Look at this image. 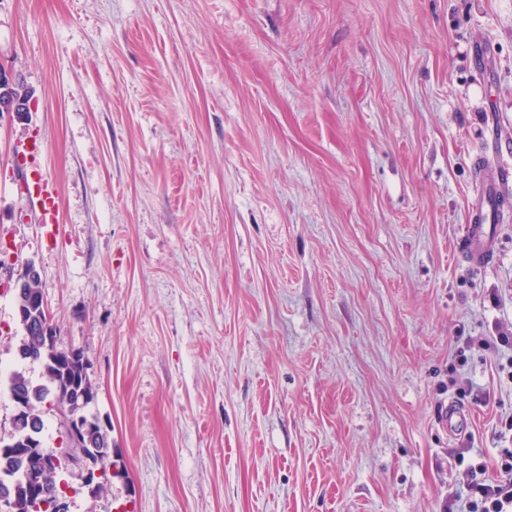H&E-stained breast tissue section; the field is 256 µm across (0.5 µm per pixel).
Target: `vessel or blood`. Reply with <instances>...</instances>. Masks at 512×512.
Segmentation results:
<instances>
[{"label": "vessel or blood", "mask_w": 512, "mask_h": 512, "mask_svg": "<svg viewBox=\"0 0 512 512\" xmlns=\"http://www.w3.org/2000/svg\"><path fill=\"white\" fill-rule=\"evenodd\" d=\"M17 150L28 162L23 176L27 185L29 208L40 215L42 223H56L59 195L55 183L42 168L40 140L32 138L20 142ZM493 150L501 158L496 175L481 183L473 204L474 222L465 227L462 236L465 258L477 269L486 268L496 261V226L505 212L512 208V164L506 160L507 154L512 153V138H495ZM438 419L441 428L448 435L454 436L465 428L468 412L465 407L448 401L441 404Z\"/></svg>", "instance_id": "1"}]
</instances>
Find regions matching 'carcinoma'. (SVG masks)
<instances>
[{"mask_svg": "<svg viewBox=\"0 0 512 512\" xmlns=\"http://www.w3.org/2000/svg\"><path fill=\"white\" fill-rule=\"evenodd\" d=\"M26 300V316L19 321L23 334L18 346L20 359L37 363L42 367L41 379L33 380L22 371L13 373L9 380L8 392L19 395L29 406L34 416L33 430L30 439L35 447L27 453L19 452L11 447H4V439H0V487L8 484L15 489L14 512H53L51 507L43 506L35 500V492L28 487L35 482H42L47 490H59L65 494V486L61 479L63 468L51 464L54 457L62 463L75 450L68 433H63L65 448L56 453L44 447L42 439L43 420L38 407L46 404L58 407L65 401L61 390L69 389L71 394L79 393L92 387L90 379L82 376L74 361L67 357L57 356L53 350L45 346L39 334L32 332L46 322L45 310L42 303L41 282L36 287L22 293ZM83 449L96 452L98 462L103 471H108L114 465L112 461V441L109 428L101 424H90L86 437L83 439Z\"/></svg>", "mask_w": 512, "mask_h": 512, "instance_id": "1", "label": "carcinoma"}]
</instances>
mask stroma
I'll list each match as a JSON object with an SVG mask.
<instances>
[{
    "instance_id": "stroma-1",
    "label": "stroma",
    "mask_w": 512,
    "mask_h": 512,
    "mask_svg": "<svg viewBox=\"0 0 512 512\" xmlns=\"http://www.w3.org/2000/svg\"><path fill=\"white\" fill-rule=\"evenodd\" d=\"M0 68L33 101L0 112V436L41 374L31 262L121 463L96 495L69 468L70 512H448L468 465L498 478L512 381L456 352L512 329V215L494 267L457 243L512 127V0H0ZM17 150L27 160L28 166L23 173L27 185L28 207L40 214L42 224H57L59 195L55 183L46 175L40 158L42 144L31 138L19 142ZM439 424L449 436L462 432L467 425L468 412L465 407L453 402H443L439 408Z\"/></svg>"
}]
</instances>
